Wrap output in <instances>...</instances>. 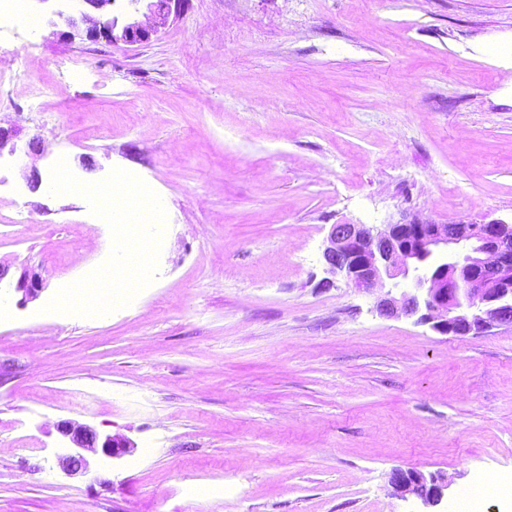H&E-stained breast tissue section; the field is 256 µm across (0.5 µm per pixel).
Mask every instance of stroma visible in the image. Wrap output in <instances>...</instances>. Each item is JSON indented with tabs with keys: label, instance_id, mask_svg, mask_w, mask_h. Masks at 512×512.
Returning a JSON list of instances; mask_svg holds the SVG:
<instances>
[{
	"label": "stroma",
	"instance_id": "1",
	"mask_svg": "<svg viewBox=\"0 0 512 512\" xmlns=\"http://www.w3.org/2000/svg\"><path fill=\"white\" fill-rule=\"evenodd\" d=\"M0 36V512H416L394 469L512 482V326L443 335L323 287L331 225L512 224V0H186L148 43H91L27 0ZM81 62L85 80L62 67ZM161 198L153 282L46 312L112 236L53 160ZM73 421L131 453L58 464ZM2 14L11 16L28 32H33L37 27L36 17L24 10L23 0H1L0 17Z\"/></svg>",
	"mask_w": 512,
	"mask_h": 512
}]
</instances>
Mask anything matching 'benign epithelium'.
<instances>
[{
	"mask_svg": "<svg viewBox=\"0 0 512 512\" xmlns=\"http://www.w3.org/2000/svg\"><path fill=\"white\" fill-rule=\"evenodd\" d=\"M115 0H61L56 16L68 27L80 30L91 42L140 45L149 42L177 15L184 0H128L123 16L113 13ZM325 285L342 276L359 291L392 288L376 302L386 317H415L443 334L466 336L493 326L512 325V224H434L410 222L330 225L323 250ZM17 290L33 299L42 290L40 276L23 271ZM70 446L60 458L69 475L84 472L87 454L119 458L133 445L115 435L70 421L58 425ZM394 495L417 501L428 512H446L448 480L416 469H396L390 477Z\"/></svg>",
	"mask_w": 512,
	"mask_h": 512,
	"instance_id": "1",
	"label": "benign epithelium"
}]
</instances>
